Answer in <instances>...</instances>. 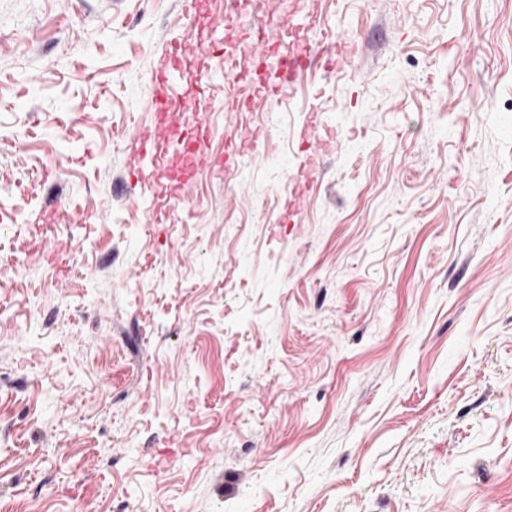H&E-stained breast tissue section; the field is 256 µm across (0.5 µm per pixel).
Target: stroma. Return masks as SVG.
Here are the masks:
<instances>
[{
    "instance_id": "35a3bbf8",
    "label": "stroma",
    "mask_w": 512,
    "mask_h": 512,
    "mask_svg": "<svg viewBox=\"0 0 512 512\" xmlns=\"http://www.w3.org/2000/svg\"><path fill=\"white\" fill-rule=\"evenodd\" d=\"M310 16L354 71L237 111L219 49L275 80ZM176 42L214 134L171 199L128 144ZM0 512H512V0H0Z\"/></svg>"
}]
</instances>
